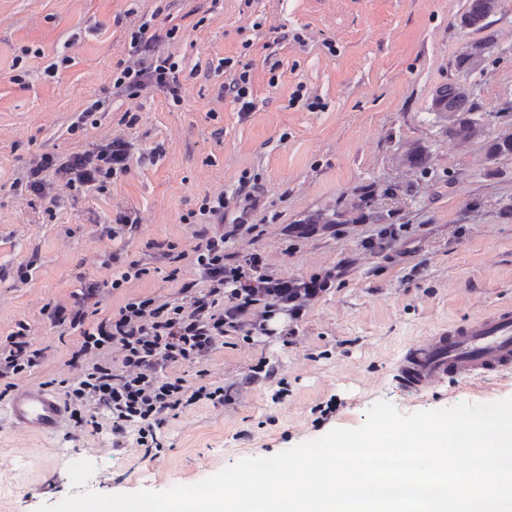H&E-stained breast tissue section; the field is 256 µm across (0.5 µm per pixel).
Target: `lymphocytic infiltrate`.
Listing matches in <instances>:
<instances>
[{"label":"lymphocytic infiltrate","instance_id":"lymphocytic-infiltrate-1","mask_svg":"<svg viewBox=\"0 0 512 512\" xmlns=\"http://www.w3.org/2000/svg\"><path fill=\"white\" fill-rule=\"evenodd\" d=\"M178 26L154 32L143 21L130 37L127 60L112 72L116 94L136 98L143 91L163 89L172 104H180L185 87L174 55L161 53L158 45L173 41ZM131 142L120 135H107L83 153L67 158L43 153L27 172L30 194L49 207L63 206L72 193H107L113 180L127 172ZM158 259L175 263L191 259L201 268L208 285H190L166 297L129 298L115 314L101 316L106 297L113 290L141 280L147 267L121 260L117 252H92L89 265L109 271L104 280L82 282L70 298L46 303L41 312L51 324L78 331L79 338L68 361L61 366L58 384L63 389L71 420L106 416L112 428V448L120 450L129 426H137V443L148 446L166 415L192 406L225 401L223 386L213 383L188 385L178 371L187 364L209 360L220 338L240 331L252 307L284 310L298 315L305 299L326 287L327 278L309 281L284 280L274 276L263 258L251 255L245 264L230 262L224 253V237L202 238L192 254L177 250L174 243L157 246ZM47 348H38L29 338V328L16 322L0 340V398L17 388V381L34 367L51 364Z\"/></svg>","mask_w":512,"mask_h":512}]
</instances>
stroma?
<instances>
[{
	"instance_id": "stroma-1",
	"label": "stroma",
	"mask_w": 512,
	"mask_h": 512,
	"mask_svg": "<svg viewBox=\"0 0 512 512\" xmlns=\"http://www.w3.org/2000/svg\"><path fill=\"white\" fill-rule=\"evenodd\" d=\"M466 0H0V337L16 321L34 345L68 359L78 334L41 313L79 288L80 276L105 279L86 265L93 251L122 250L148 260L149 273L113 291L102 309L128 297L167 295L182 284L203 287L190 260L149 261L148 245L171 241L192 251L202 232H223L236 262L265 257L284 279L310 280L343 268L298 317L279 314L270 335L224 337L205 369L231 390L221 407L200 405L167 416L164 446L151 454L128 428L110 456V426L69 424L53 435L13 426L0 401V512H36L86 490L117 494L193 485L244 458L271 457L335 428L360 426L386 401L410 414L512 398V375L488 383L453 381L428 395L401 391L392 379L406 346L451 321L512 303V158L486 156L484 137L460 145L430 106L438 87L456 79L455 60L482 32L461 28ZM174 24L180 36L160 45L185 73L182 103L152 88L136 99L112 92V72L129 54L130 32L144 18ZM495 47L466 85L494 129L512 132V0L492 18ZM301 41H294V34ZM70 65L47 76L58 56ZM249 64L255 109L241 112L221 94L217 66ZM25 71L24 84L13 83ZM105 110L97 126L69 128L89 101ZM133 112L135 125L124 123ZM122 133L133 145L129 170L104 194H80L47 212L30 204L26 171L44 152L67 157ZM426 169L404 164L413 147ZM257 185L247 221L240 181ZM396 194L384 196L386 187ZM380 193L379 217L334 224L307 237V215L349 209L366 191ZM231 203L223 225L199 217L205 194ZM141 219L126 242L99 239L117 213ZM193 223H184L187 213ZM398 232L397 239L384 234ZM373 239L374 250L362 243ZM39 261L28 283L17 270ZM268 376L250 380L257 366ZM197 365L181 369L195 381ZM88 470L77 482L72 460Z\"/></svg>"
}]
</instances>
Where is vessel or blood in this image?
Here are the masks:
<instances>
[{
  "label": "vessel or blood",
  "mask_w": 512,
  "mask_h": 512,
  "mask_svg": "<svg viewBox=\"0 0 512 512\" xmlns=\"http://www.w3.org/2000/svg\"><path fill=\"white\" fill-rule=\"evenodd\" d=\"M511 372L512 305L502 304L409 344L393 380L400 390L428 394L451 379L485 382ZM8 414L17 428L45 435L57 432L65 420L57 396L31 388L14 392Z\"/></svg>",
  "instance_id": "obj_1"
}]
</instances>
